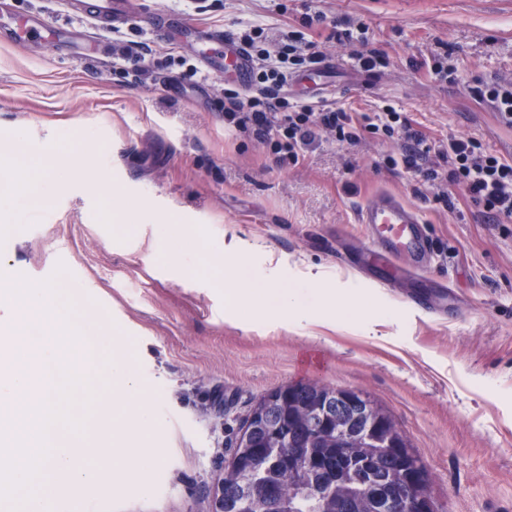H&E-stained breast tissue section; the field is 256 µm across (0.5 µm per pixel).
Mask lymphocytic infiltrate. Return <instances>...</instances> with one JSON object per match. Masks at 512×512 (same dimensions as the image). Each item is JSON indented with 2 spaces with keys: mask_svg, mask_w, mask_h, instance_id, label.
<instances>
[{
  "mask_svg": "<svg viewBox=\"0 0 512 512\" xmlns=\"http://www.w3.org/2000/svg\"><path fill=\"white\" fill-rule=\"evenodd\" d=\"M313 23L312 17H304L301 29L285 34L274 54L265 47L264 27L250 25L239 32L237 40L253 63L254 91L244 95L225 89V130L259 140L282 166L297 165L325 133L342 144L357 143L366 133L397 142L400 151L383 159L387 169L420 177L436 188L435 199L442 203L448 200V187L461 188L483 213L511 222L512 160L486 150L479 139L453 136L429 144L410 119L389 104L357 120L341 106L289 99L283 87L291 69L321 59L316 43L304 35Z\"/></svg>",
  "mask_w": 512,
  "mask_h": 512,
  "instance_id": "obj_1",
  "label": "lymphocytic infiltrate"
}]
</instances>
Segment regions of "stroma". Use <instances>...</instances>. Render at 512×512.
<instances>
[{"label":"stroma","instance_id":"35a3bbf8","mask_svg":"<svg viewBox=\"0 0 512 512\" xmlns=\"http://www.w3.org/2000/svg\"><path fill=\"white\" fill-rule=\"evenodd\" d=\"M198 2L131 0L134 12L163 18L153 38L136 21L114 33L84 21L87 45L67 51L0 40V274L55 278L52 318L127 359L160 450L138 481L63 486L47 512H210L255 402L298 381L357 389L382 406L425 463L437 512H512V223L484 216L457 188L444 207L420 178L385 168L393 142L327 136L300 165L279 166L259 141L225 134L224 50H198L212 30L257 22L273 52L290 27L323 12L318 49L349 68L327 102L367 113L389 100L429 138L473 136L507 157L512 129L491 105L417 63L444 44L467 77L512 81V0H217L205 12ZM358 20L387 67L361 71L352 46L330 38V23ZM144 40L157 50L149 75L125 84L117 53ZM54 148L92 163L98 179L60 181L38 201L47 173L36 161ZM379 191L425 222L430 311L404 302L410 283L367 284L343 263L365 241L357 210ZM116 201L139 204L137 223H113ZM245 260L278 266L286 285L324 273L392 315H236L224 272ZM81 351L95 365L71 409L85 427L59 428L76 448L103 422L112 383L108 354Z\"/></svg>","mask_w":512,"mask_h":512}]
</instances>
